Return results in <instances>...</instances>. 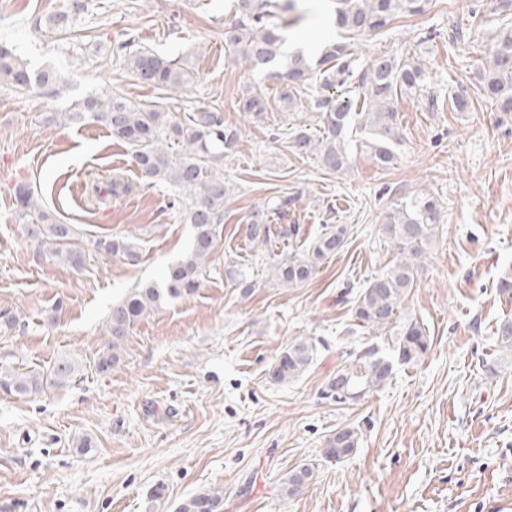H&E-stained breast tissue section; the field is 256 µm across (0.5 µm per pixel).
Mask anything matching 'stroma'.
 <instances>
[{"instance_id": "35a3bbf8", "label": "stroma", "mask_w": 512, "mask_h": 512, "mask_svg": "<svg viewBox=\"0 0 512 512\" xmlns=\"http://www.w3.org/2000/svg\"><path fill=\"white\" fill-rule=\"evenodd\" d=\"M61 3L0 0V41L66 81L54 98L0 86V319H17L0 351L36 370L68 357L79 374L33 397L0 393V512H174L212 488L224 495L220 512H512V354L497 343L512 320V299L497 288L512 267V113L480 91L487 38L512 8L429 0L423 14L353 39L362 63L383 53L419 61L439 94L396 100L403 143L392 167L361 152L348 172L330 173L291 145L299 125L318 128L317 114L288 110L277 79L225 53L237 0H89L73 30L48 33L39 20ZM283 20L289 40L316 42L334 22L333 2L305 0ZM131 36L193 73L178 100L128 75L112 48ZM251 85L270 99L264 119L235 108ZM461 88L465 112L447 96ZM108 91L166 112L219 106L240 140L224 160L233 191L200 288L141 320L102 372L112 304L161 281L193 234L167 207L169 185L141 188L124 143L100 124L65 120L73 99ZM115 173L131 191L99 197L96 186ZM20 180L84 238L134 239L139 263L92 253L76 270L51 258L15 217ZM425 191L442 219L403 316L424 324L431 348L394 364L381 390L336 403L326 384L349 355L374 345L389 358L394 342L355 326L342 297L389 263L385 212ZM282 196L293 198L288 221L306 237L327 224L350 229L346 249L300 288L279 285L269 266L302 243L246 236L251 217ZM300 338L313 346L311 364L273 382L275 359ZM346 422L361 430L357 450L323 459L325 438ZM83 437L93 445L86 454L76 447ZM303 464L314 468L311 483L281 496L282 478ZM159 485L162 502L151 497Z\"/></svg>"}]
</instances>
